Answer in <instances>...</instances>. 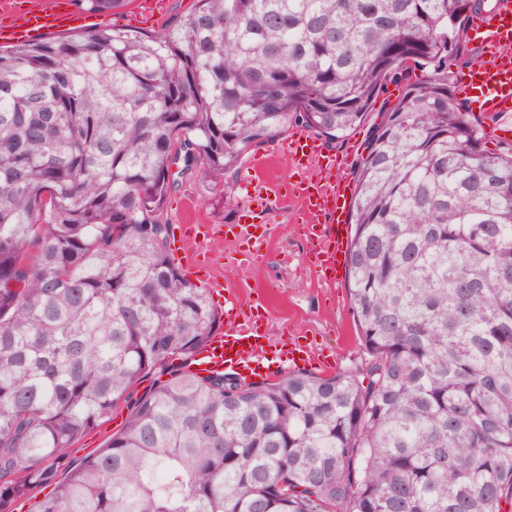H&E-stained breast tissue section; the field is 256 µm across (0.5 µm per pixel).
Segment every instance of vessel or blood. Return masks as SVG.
<instances>
[{"label":"vessel or blood","instance_id":"vessel-or-blood-1","mask_svg":"<svg viewBox=\"0 0 512 512\" xmlns=\"http://www.w3.org/2000/svg\"><path fill=\"white\" fill-rule=\"evenodd\" d=\"M100 19L73 10L70 0H51L49 7L27 11L0 25V41L22 42L36 37L89 30ZM482 54L479 61L460 75V85L470 106L480 112L496 136L512 134V0H498L493 12L475 16L469 29ZM285 154L291 167L310 168L314 174L295 182L289 197L299 203L307 223L310 245L328 286H335L345 273L351 204L350 185L341 173L336 155L303 131H293ZM174 239L175 254H189L210 240L223 237L219 224H181ZM224 333L213 336L195 355V370L210 373L231 371L245 377L269 376L268 356L278 352L288 358L289 370L318 369L317 351L296 339L275 340L261 334L257 312L264 298L243 303L225 301Z\"/></svg>","mask_w":512,"mask_h":512}]
</instances>
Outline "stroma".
<instances>
[{
  "instance_id": "stroma-1",
  "label": "stroma",
  "mask_w": 512,
  "mask_h": 512,
  "mask_svg": "<svg viewBox=\"0 0 512 512\" xmlns=\"http://www.w3.org/2000/svg\"><path fill=\"white\" fill-rule=\"evenodd\" d=\"M264 183L241 171L229 191L215 187L200 172L181 178L165 203L171 224H233L250 196ZM267 220L273 232L254 242L255 254L244 260L232 239L216 240L210 251V276L224 293L241 299L261 294L267 312L261 330L273 339L298 334L314 339L333 369L346 367L358 356L346 284L326 287L311 263L309 244L296 204L277 207Z\"/></svg>"
}]
</instances>
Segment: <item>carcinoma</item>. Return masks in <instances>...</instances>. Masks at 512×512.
Wrapping results in <instances>:
<instances>
[{"mask_svg": "<svg viewBox=\"0 0 512 512\" xmlns=\"http://www.w3.org/2000/svg\"><path fill=\"white\" fill-rule=\"evenodd\" d=\"M482 9L197 0L154 35L0 49V512L36 488L34 512L512 509V152L483 148L448 76ZM391 83L355 166L358 360L191 369L221 316L171 256L172 164L221 181L293 124L340 139ZM127 413L126 405L119 404L108 418L80 441L73 450V456L82 458L94 453L98 448H103L112 433L122 426Z\"/></svg>", "mask_w": 512, "mask_h": 512, "instance_id": "carcinoma-1", "label": "carcinoma"}]
</instances>
